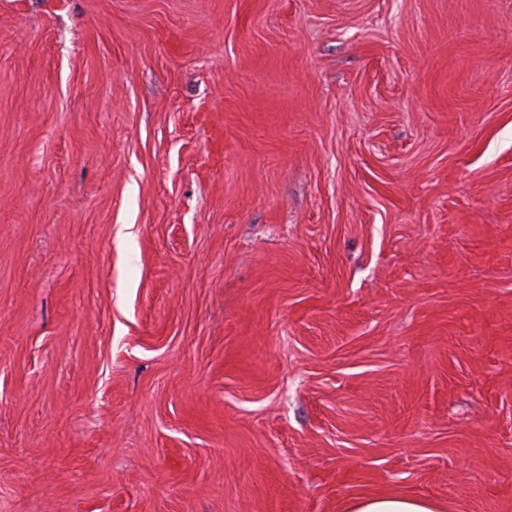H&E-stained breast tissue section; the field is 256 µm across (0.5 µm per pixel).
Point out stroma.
Masks as SVG:
<instances>
[{"label":"stroma","instance_id":"1","mask_svg":"<svg viewBox=\"0 0 512 512\" xmlns=\"http://www.w3.org/2000/svg\"><path fill=\"white\" fill-rule=\"evenodd\" d=\"M512 512V0H0V512ZM434 500L419 496L370 495L351 500L345 512H441Z\"/></svg>","mask_w":512,"mask_h":512}]
</instances>
